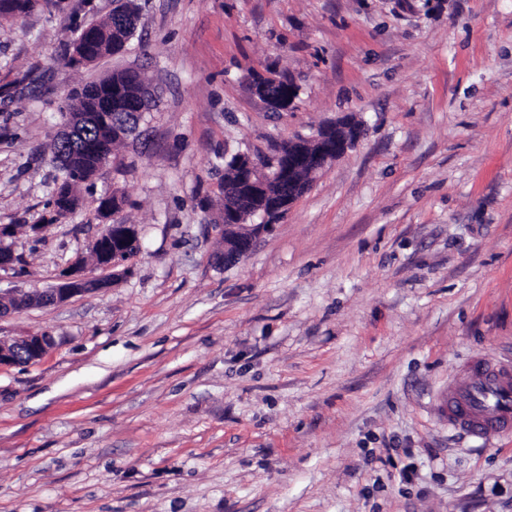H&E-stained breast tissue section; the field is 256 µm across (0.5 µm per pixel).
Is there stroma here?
Masks as SVG:
<instances>
[{"mask_svg":"<svg viewBox=\"0 0 512 512\" xmlns=\"http://www.w3.org/2000/svg\"><path fill=\"white\" fill-rule=\"evenodd\" d=\"M124 54L64 63L112 0L0 19V290L91 265L100 196L131 274L0 317V512H512V435L449 431L473 354L512 357V0H138ZM138 67L160 98L79 207L50 144L72 87ZM292 78L271 111L247 70ZM349 115L366 136L236 265L224 156ZM43 225L42 233L31 230ZM52 344L53 336L47 333L30 334L11 339L0 336V365L29 364L38 361Z\"/></svg>","mask_w":512,"mask_h":512,"instance_id":"35a3bbf8","label":"stroma"}]
</instances>
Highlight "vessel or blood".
<instances>
[{
    "label": "vessel or blood",
    "instance_id": "vessel-or-blood-1",
    "mask_svg": "<svg viewBox=\"0 0 512 512\" xmlns=\"http://www.w3.org/2000/svg\"><path fill=\"white\" fill-rule=\"evenodd\" d=\"M447 420L451 430L467 438L512 433V360L490 363L473 356L448 385Z\"/></svg>",
    "mask_w": 512,
    "mask_h": 512
}]
</instances>
